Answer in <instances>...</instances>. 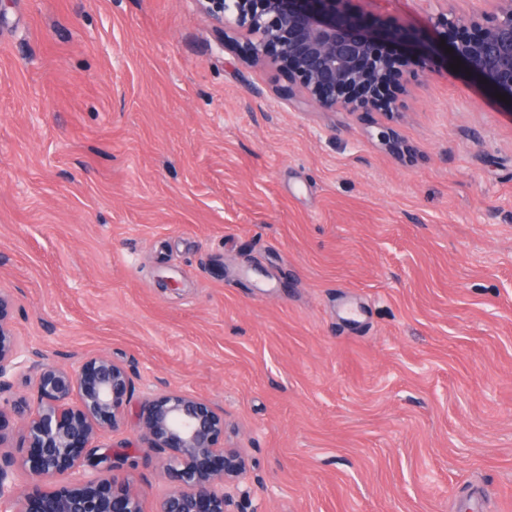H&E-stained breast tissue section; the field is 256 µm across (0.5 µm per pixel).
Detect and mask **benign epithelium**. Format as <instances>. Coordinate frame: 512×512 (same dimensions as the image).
Returning <instances> with one entry per match:
<instances>
[{
  "label": "benign epithelium",
  "instance_id": "1",
  "mask_svg": "<svg viewBox=\"0 0 512 512\" xmlns=\"http://www.w3.org/2000/svg\"><path fill=\"white\" fill-rule=\"evenodd\" d=\"M223 26L224 37L243 38L252 62L283 59L296 91L288 103L326 112H379L401 106L388 81L416 79L409 47L424 36L400 28L374 32L363 14H349L346 0H195ZM469 13L446 9L429 19L447 47L487 88L512 105V0H468ZM395 154L405 146L389 128L377 133ZM12 295L0 289V393L19 376L36 372V398L24 417L29 459L16 463L0 452V512H144L141 495L125 476L118 455L92 445L116 431L128 414L133 381L128 369L106 356L78 369L34 370L29 350L13 332ZM138 419L148 447L173 485L154 512H234L232 491L246 473L236 448L221 446L224 416L179 389L146 395Z\"/></svg>",
  "mask_w": 512,
  "mask_h": 512
}]
</instances>
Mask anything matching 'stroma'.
<instances>
[{
	"mask_svg": "<svg viewBox=\"0 0 512 512\" xmlns=\"http://www.w3.org/2000/svg\"><path fill=\"white\" fill-rule=\"evenodd\" d=\"M220 38L194 0H0V288L34 364L209 402L237 512H512V106L413 53L405 161ZM98 444L154 512L136 418Z\"/></svg>",
	"mask_w": 512,
	"mask_h": 512,
	"instance_id": "35a3bbf8",
	"label": "stroma"
}]
</instances>
